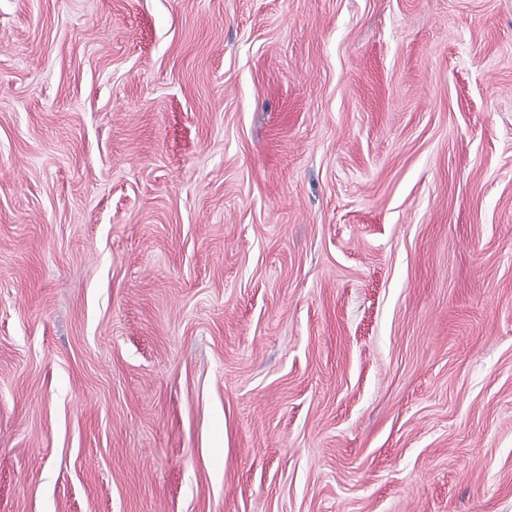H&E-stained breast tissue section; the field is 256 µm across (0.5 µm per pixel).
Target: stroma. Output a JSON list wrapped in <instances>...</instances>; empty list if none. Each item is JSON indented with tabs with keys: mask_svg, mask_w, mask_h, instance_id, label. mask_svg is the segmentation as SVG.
Here are the masks:
<instances>
[{
	"mask_svg": "<svg viewBox=\"0 0 512 512\" xmlns=\"http://www.w3.org/2000/svg\"><path fill=\"white\" fill-rule=\"evenodd\" d=\"M0 512H512V0H0Z\"/></svg>",
	"mask_w": 512,
	"mask_h": 512,
	"instance_id": "obj_1",
	"label": "stroma"
}]
</instances>
